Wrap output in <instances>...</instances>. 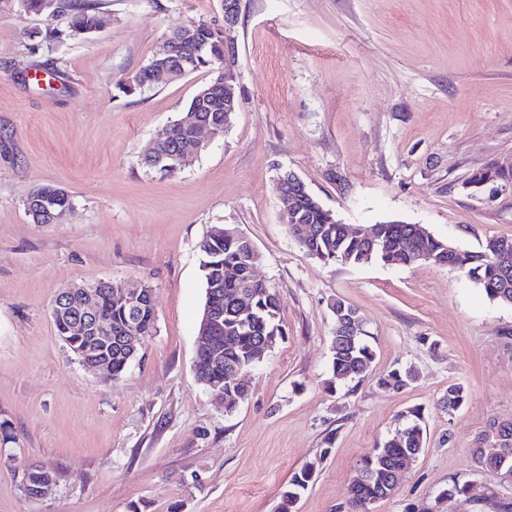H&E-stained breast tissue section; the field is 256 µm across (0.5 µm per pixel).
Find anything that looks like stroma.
I'll return each mask as SVG.
<instances>
[{"label":"stroma","instance_id":"stroma-1","mask_svg":"<svg viewBox=\"0 0 512 512\" xmlns=\"http://www.w3.org/2000/svg\"><path fill=\"white\" fill-rule=\"evenodd\" d=\"M95 3L100 29L71 36L64 18L0 0V512H277L313 461L296 512H344L357 460L414 408L425 450L374 512L512 501V484L471 455L490 423L512 422V306L429 263L319 262L289 235L276 194L291 170L345 224H421L469 251L512 237V182L468 184L512 167V0H241L231 29L224 0ZM198 23L235 49L239 108L176 171L147 168L145 145L211 74L133 95L122 85L167 34ZM47 185L73 198L64 223L25 212ZM220 225L259 252L286 328L229 413L194 371L197 244ZM101 279L148 284L156 309L138 358L110 381L80 365L50 314L60 291ZM339 298L376 352L356 385L330 381ZM405 364L413 386L378 385ZM455 383L468 398L450 414L440 400ZM31 463L58 476L46 498L18 486ZM454 480L467 498L440 499ZM316 475L314 464L307 465L294 473L292 479L281 494L279 512H293L296 504L307 491Z\"/></svg>","mask_w":512,"mask_h":512}]
</instances>
